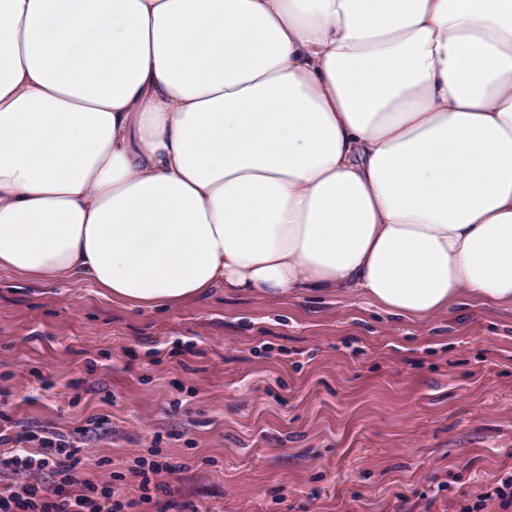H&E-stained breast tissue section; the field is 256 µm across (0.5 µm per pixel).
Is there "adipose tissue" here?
I'll use <instances>...</instances> for the list:
<instances>
[{"label": "adipose tissue", "mask_w": 512, "mask_h": 512, "mask_svg": "<svg viewBox=\"0 0 512 512\" xmlns=\"http://www.w3.org/2000/svg\"><path fill=\"white\" fill-rule=\"evenodd\" d=\"M0 268L512 305V0H0Z\"/></svg>", "instance_id": "1"}]
</instances>
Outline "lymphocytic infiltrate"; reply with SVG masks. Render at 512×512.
Listing matches in <instances>:
<instances>
[{
    "instance_id": "f902f5d3",
    "label": "lymphocytic infiltrate",
    "mask_w": 512,
    "mask_h": 512,
    "mask_svg": "<svg viewBox=\"0 0 512 512\" xmlns=\"http://www.w3.org/2000/svg\"><path fill=\"white\" fill-rule=\"evenodd\" d=\"M28 440L26 430L0 424V446L10 448L9 454L0 455V474H47L54 483L48 487L32 480L9 487L0 492V512H133L138 504L151 503L167 490L157 480L166 463L138 458L134 474L141 495L134 501L122 494L121 474L107 473L97 482L84 478L77 469L73 442L55 436L35 454L28 450Z\"/></svg>"
}]
</instances>
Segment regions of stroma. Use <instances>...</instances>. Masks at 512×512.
Listing matches in <instances>:
<instances>
[{"label": "stroma", "mask_w": 512, "mask_h": 512, "mask_svg": "<svg viewBox=\"0 0 512 512\" xmlns=\"http://www.w3.org/2000/svg\"><path fill=\"white\" fill-rule=\"evenodd\" d=\"M79 438L86 477L158 452L171 500L210 512H504L512 308L430 320L356 296L225 293L144 308L0 269V413Z\"/></svg>", "instance_id": "1"}]
</instances>
